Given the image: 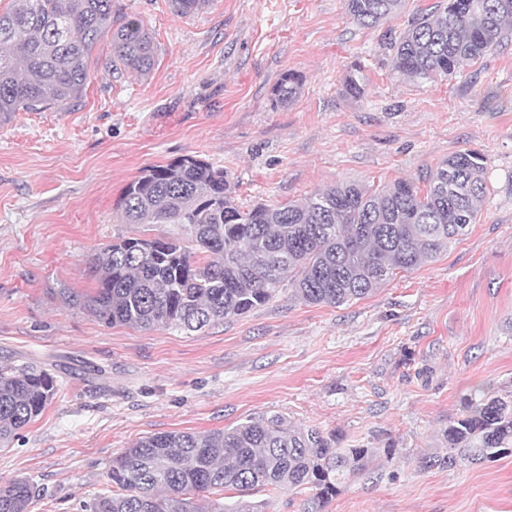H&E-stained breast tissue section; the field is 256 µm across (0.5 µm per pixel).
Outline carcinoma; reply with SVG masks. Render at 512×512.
I'll list each match as a JSON object with an SVG mask.
<instances>
[{"label": "carcinoma", "instance_id": "obj_1", "mask_svg": "<svg viewBox=\"0 0 512 512\" xmlns=\"http://www.w3.org/2000/svg\"><path fill=\"white\" fill-rule=\"evenodd\" d=\"M208 0H169L172 13L196 14ZM402 0H347L349 18L375 27ZM114 0H14L0 13V119L15 112L79 102L87 61L111 37V67L148 74L156 48L135 14L112 16ZM512 30V0H439L413 17L390 43L400 76L433 80L477 61ZM284 73L273 88L282 106L300 91ZM342 92L364 94L361 66ZM426 189L398 180L384 186L342 183L299 203L241 210L224 169L195 156L143 169L122 197L125 224H179L187 240L125 238L89 260L97 286L89 294L59 289L60 298L101 322L190 332L241 316L275 296L285 275L307 304L341 306L417 268L448 249L474 223L486 194L481 154L460 152L425 177ZM56 380L34 365L0 367V446L38 417L57 394ZM443 431L446 452H427L425 469L480 464L512 456V398L482 391L461 398ZM377 457L375 448H342L332 433L291 426L279 414L233 428L153 435L112 461L109 488L89 512H263L261 491H313L307 512H321L346 480ZM231 492L210 508L199 493ZM38 486L16 479L0 488V512H30Z\"/></svg>", "mask_w": 512, "mask_h": 512}]
</instances>
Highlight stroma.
<instances>
[{
  "label": "stroma",
  "instance_id": "obj_1",
  "mask_svg": "<svg viewBox=\"0 0 512 512\" xmlns=\"http://www.w3.org/2000/svg\"><path fill=\"white\" fill-rule=\"evenodd\" d=\"M434 0H404L364 28L345 0H116L158 46L151 73L110 68L101 40L82 102L0 124V366L35 364L63 392L0 449V486L41 490L31 512H83L138 440L279 414L344 448L394 447L379 477L351 476L323 512H512V457L421 469L460 398L512 393V40L451 77L393 74L388 37ZM361 64L365 93L341 83ZM302 78L278 106L282 73ZM477 151L486 196L447 251L369 296L305 304L281 284L268 304L186 333L108 326L58 291L96 286L87 261L177 224H125L126 184L186 155L222 168L241 209L299 202L336 183L419 180Z\"/></svg>",
  "mask_w": 512,
  "mask_h": 512
}]
</instances>
